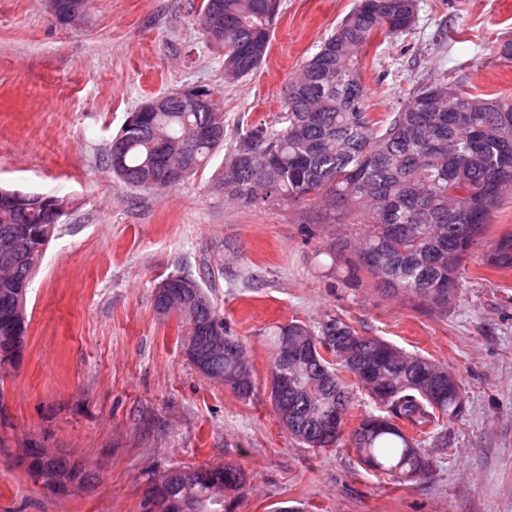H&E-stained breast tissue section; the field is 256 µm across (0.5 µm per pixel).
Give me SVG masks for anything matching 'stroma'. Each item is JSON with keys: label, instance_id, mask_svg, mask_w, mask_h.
I'll use <instances>...</instances> for the list:
<instances>
[{"label": "stroma", "instance_id": "obj_1", "mask_svg": "<svg viewBox=\"0 0 512 512\" xmlns=\"http://www.w3.org/2000/svg\"><path fill=\"white\" fill-rule=\"evenodd\" d=\"M201 0H89L78 27L47 0H0V189L60 197L64 213L31 280L27 346L0 369V512H142L153 475L231 463L249 477L235 512H512V270L488 244L512 231L504 197L486 240L463 261L469 283L439 314L369 281L346 280L320 249L354 237L313 204L243 207L215 192L247 127L274 122L302 62L355 0H281L269 53L247 77L197 25ZM512 0H417L409 34L372 36L358 55L366 108L397 111L444 79L474 94L512 93ZM191 85L220 87L224 146L180 185L144 191L106 157L130 112ZM200 280L245 345L255 392L243 399L202 377L158 316L156 287ZM339 317L357 331L441 362L460 380L462 420L415 482L362 465L348 438L308 448L269 398L268 327ZM70 451L87 487L56 496L18 463L31 444Z\"/></svg>", "mask_w": 512, "mask_h": 512}]
</instances>
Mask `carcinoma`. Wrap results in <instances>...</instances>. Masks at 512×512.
<instances>
[{
	"instance_id": "carcinoma-1",
	"label": "carcinoma",
	"mask_w": 512,
	"mask_h": 512,
	"mask_svg": "<svg viewBox=\"0 0 512 512\" xmlns=\"http://www.w3.org/2000/svg\"><path fill=\"white\" fill-rule=\"evenodd\" d=\"M263 0H202L198 24L224 28V73L251 74L266 59L280 14ZM415 0H357L288 85L277 125L259 123L241 135L214 176L231 187L226 199L244 207L311 202L328 218L363 225L360 236L328 245L331 263L344 262L349 279L366 275L387 293H404L445 311L466 284L463 259L483 239L492 212L512 193V95L486 99L445 81L421 86L408 102L375 119L364 106L365 86L357 54L371 36L400 35L413 29ZM224 124L222 112H188L177 100L161 112H141L123 129L121 165L113 174L128 185L161 190L180 184L205 166L224 137L198 138L200 126ZM183 176L161 179V169ZM39 199L22 209L0 208V240L14 241L20 260L0 252V358L19 363L30 314L27 288L54 233ZM490 270L512 269V232L499 235L485 255ZM178 315L180 336H203L224 326L204 288H190ZM229 348L207 355L210 374L248 398L254 383L245 346L224 333ZM316 339L315 351L290 360L288 352ZM271 372L288 374V388L271 387L276 415L289 406L281 424L308 448H325L343 436L351 397L341 383V367L384 409L369 414L351 433L360 462L392 479L414 482L432 468L415 435H431L448 447V423L462 417L465 399L456 376L444 365L410 354L378 337L365 336L340 318L311 330L298 320L268 331ZM336 416L323 432V419ZM22 463L36 482L56 492L89 484L90 476L71 455L31 444ZM157 495L142 501L143 512H231L247 491L248 478L232 464L166 471L151 480Z\"/></svg>"
}]
</instances>
